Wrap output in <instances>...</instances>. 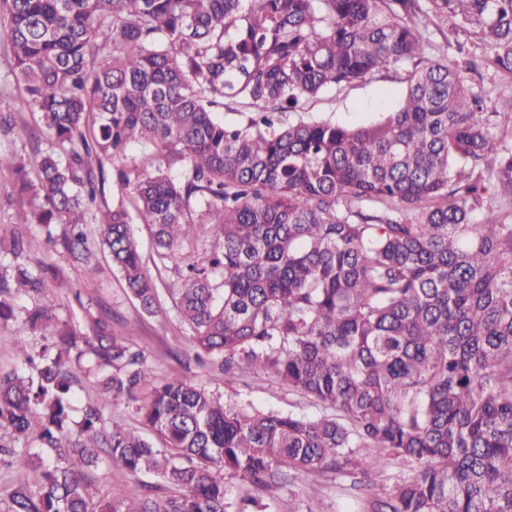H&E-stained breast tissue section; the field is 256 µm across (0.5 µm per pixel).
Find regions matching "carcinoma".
Returning a JSON list of instances; mask_svg holds the SVG:
<instances>
[{
  "instance_id": "cac0c4a2",
  "label": "carcinoma",
  "mask_w": 512,
  "mask_h": 512,
  "mask_svg": "<svg viewBox=\"0 0 512 512\" xmlns=\"http://www.w3.org/2000/svg\"><path fill=\"white\" fill-rule=\"evenodd\" d=\"M0 1L20 108L53 145L33 179L12 157L0 168L46 241L90 278L97 223L126 294L148 314L168 295L210 374H270L332 410L248 412L178 376L148 390L145 351L106 315L86 331L17 308L49 282L28 263L25 217L0 228L14 257L0 324L43 344L21 348L27 373H0V463L27 466L0 512H225L228 478L273 498L301 472L394 464L417 472L368 512H512V80L486 101L415 23L451 19L512 75V0ZM409 63L377 122L284 118ZM229 103L246 125L217 117ZM135 144V182L113 168L131 191L93 214L105 163ZM135 222L153 264L204 238L206 265L154 280ZM83 381L95 396L77 417ZM118 400L136 424L112 417ZM104 458L137 483L127 497L95 487Z\"/></svg>"
}]
</instances>
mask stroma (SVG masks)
<instances>
[{"mask_svg":"<svg viewBox=\"0 0 512 512\" xmlns=\"http://www.w3.org/2000/svg\"><path fill=\"white\" fill-rule=\"evenodd\" d=\"M408 85V69L401 66L383 69L364 78L326 89L305 100L301 113L313 120H328L344 127H358L381 120L384 112L395 108ZM24 84L15 72L6 39L0 38V114L8 116L11 129H0V151L24 159L35 168L45 151L47 138L33 139L22 133V126H33L30 112L19 110ZM32 264L53 266L64 287L49 288L41 297L60 322L82 324L87 314L108 313L114 334L134 332L154 370L155 380L172 374L206 385L223 396L225 403L240 408L291 413L317 418L326 406L288 390L275 378L260 372L235 371L220 377L209 376L196 362L190 333L175 319L171 301H162L154 314L144 313L130 299L119 275L109 262L90 279L81 278L60 248L46 243L39 225H31ZM363 476L350 469L310 471L300 474L278 497L260 496L255 512H364L359 489Z\"/></svg>","mask_w":512,"mask_h":512,"instance_id":"35a3bbf8","label":"stroma"}]
</instances>
